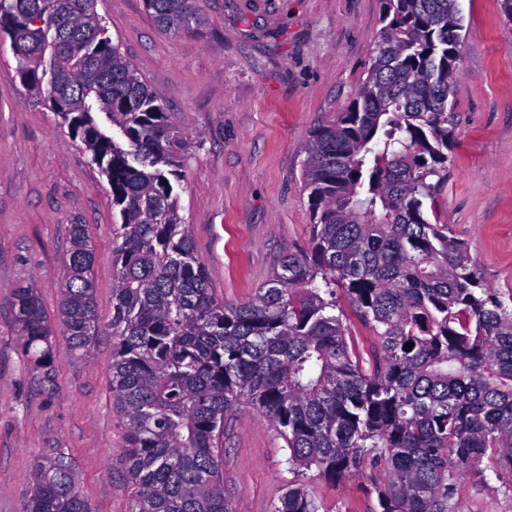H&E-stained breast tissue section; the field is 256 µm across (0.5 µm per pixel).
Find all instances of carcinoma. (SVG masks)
<instances>
[{"mask_svg": "<svg viewBox=\"0 0 512 512\" xmlns=\"http://www.w3.org/2000/svg\"><path fill=\"white\" fill-rule=\"evenodd\" d=\"M96 2L0 0V39L119 209L109 372L128 433L132 512H233L219 439L242 404L271 419L289 466L369 477L380 512H455L458 477L485 458L512 470V307L448 225L425 216L448 178L459 0H382L387 24L358 96L309 142L311 246L282 256L239 304L214 294L179 214L186 132L113 42ZM144 6L163 31L203 22L194 0ZM64 263L56 319L30 286L13 297L24 350L48 376L55 328L75 355L100 331L86 225H70ZM338 287L374 331L367 369ZM319 508L291 484L273 512ZM25 512H86L69 465L36 467Z\"/></svg>", "mask_w": 512, "mask_h": 512, "instance_id": "obj_1", "label": "carcinoma"}]
</instances>
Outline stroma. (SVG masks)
<instances>
[{
    "instance_id": "stroma-1",
    "label": "stroma",
    "mask_w": 512,
    "mask_h": 512,
    "mask_svg": "<svg viewBox=\"0 0 512 512\" xmlns=\"http://www.w3.org/2000/svg\"><path fill=\"white\" fill-rule=\"evenodd\" d=\"M465 40L450 97L455 142L436 196L440 223L467 243L482 280L512 300V19L500 0H459ZM203 25L158 30L143 0H98L113 42L192 142L177 192L195 252L225 302L251 300L283 254L309 246L304 186L312 133L359 93L382 28L381 0H196ZM120 221L104 175L53 112L21 86L0 40V512H24L36 466L63 457L88 512H131L126 430L109 387L113 339L88 355L54 338L52 375L27 360L13 293L62 296L69 227L95 245L96 303L112 317ZM271 420L242 407L224 425L234 512H272L304 483L322 512H377L366 480L297 475ZM456 512H512V472L489 463L455 483Z\"/></svg>"
}]
</instances>
